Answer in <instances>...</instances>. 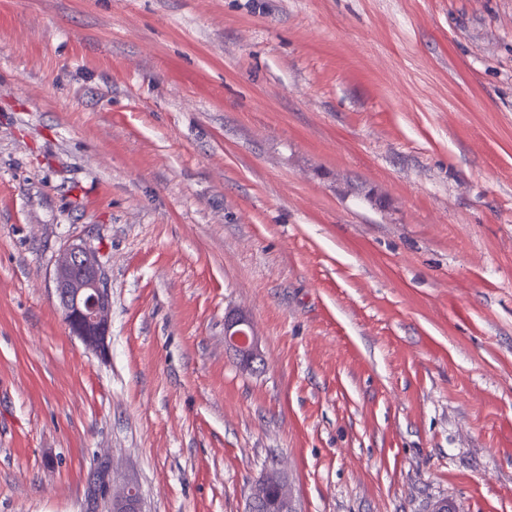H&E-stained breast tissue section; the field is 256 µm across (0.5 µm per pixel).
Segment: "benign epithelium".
<instances>
[{
	"mask_svg": "<svg viewBox=\"0 0 512 512\" xmlns=\"http://www.w3.org/2000/svg\"><path fill=\"white\" fill-rule=\"evenodd\" d=\"M53 283L69 331L86 347L102 354L110 331L111 294L96 249L72 243L61 250ZM224 342L248 366L260 361L252 327L242 316L224 322ZM139 493L133 486L110 498L107 512H140Z\"/></svg>",
	"mask_w": 512,
	"mask_h": 512,
	"instance_id": "obj_1",
	"label": "benign epithelium"
}]
</instances>
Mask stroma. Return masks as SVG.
Wrapping results in <instances>:
<instances>
[{
  "mask_svg": "<svg viewBox=\"0 0 512 512\" xmlns=\"http://www.w3.org/2000/svg\"><path fill=\"white\" fill-rule=\"evenodd\" d=\"M282 466L297 512H512V0H0V512ZM53 283L69 331L92 351L105 353L111 294L96 249L72 243L61 250ZM224 342L227 347L240 357L242 362L253 367L261 361L258 344L252 327L242 316L229 317L224 322Z\"/></svg>",
  "mask_w": 512,
  "mask_h": 512,
  "instance_id": "obj_1",
  "label": "stroma"
}]
</instances>
